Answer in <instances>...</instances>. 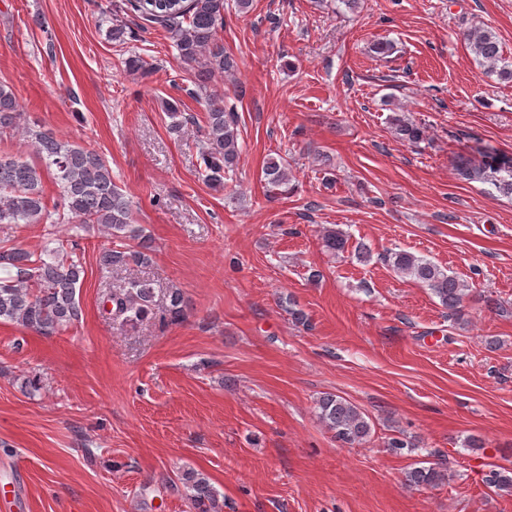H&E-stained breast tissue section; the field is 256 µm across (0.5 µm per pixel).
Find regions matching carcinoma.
Instances as JSON below:
<instances>
[{
	"mask_svg": "<svg viewBox=\"0 0 512 512\" xmlns=\"http://www.w3.org/2000/svg\"><path fill=\"white\" fill-rule=\"evenodd\" d=\"M131 8L146 21L163 27L173 40L184 65L193 72L198 91L206 92L212 81L237 66L235 58L224 51L217 38V27L224 19V0H129ZM479 65L485 73L504 83H512V61L505 58L501 43L489 27H473L464 33ZM202 126L200 157L204 180L213 187L224 186V178L234 170L239 155L237 120L224 109V99L208 95ZM23 112L12 90L0 85V133L16 132L30 139L35 159L0 155V224H70L74 232L95 225L121 241L120 247L104 250L99 262L106 268L143 266L152 261L150 247L142 243L133 248L127 239L139 236L131 223L130 201L112 181V169L101 155L63 141L47 130L22 123ZM396 137L409 144L425 139L426 128L405 113L390 117ZM455 170L465 181H481L512 196V154L481 152L477 163L464 156L455 160ZM50 176L58 188L60 207L48 208L43 179ZM264 183L280 194L290 193L288 161L271 159L262 169ZM326 250H345L347 237L332 229L322 238ZM78 248L75 239H55V246L36 255L20 247H0V321L19 323L41 334L50 335L69 328L79 320L81 306L78 291L84 279L82 263L68 256ZM394 271L429 289L448 309V315H460L467 284L453 273L425 257L399 250L386 254ZM165 312L169 321L185 317L186 302L179 290L168 294ZM110 314L126 324H137L154 315V288L147 280L131 279L107 297ZM318 420L342 446L360 445L372 433L369 417L356 405L336 394H326L316 402ZM447 480L443 465L415 467L406 481L414 486L436 487ZM486 483L501 491L512 492V468L495 467L486 475ZM174 489L184 493L192 512H224V501L208 477L187 469L178 477Z\"/></svg>",
	"mask_w": 512,
	"mask_h": 512,
	"instance_id": "1",
	"label": "carcinoma"
}]
</instances>
